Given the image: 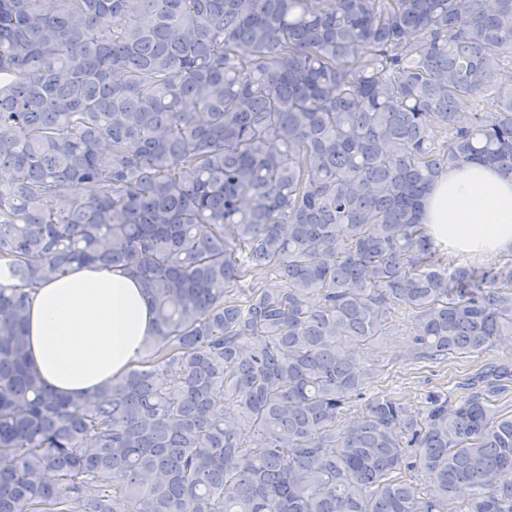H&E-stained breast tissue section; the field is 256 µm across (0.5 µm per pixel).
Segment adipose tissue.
I'll list each match as a JSON object with an SVG mask.
<instances>
[{
	"instance_id": "adipose-tissue-1",
	"label": "adipose tissue",
	"mask_w": 512,
	"mask_h": 512,
	"mask_svg": "<svg viewBox=\"0 0 512 512\" xmlns=\"http://www.w3.org/2000/svg\"><path fill=\"white\" fill-rule=\"evenodd\" d=\"M424 222L449 253L483 258L510 252L512 179L488 166L450 169L426 199ZM153 329L152 307L132 274L81 267L35 295L32 364L59 392L90 390L125 373Z\"/></svg>"
}]
</instances>
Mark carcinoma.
I'll list each match as a JSON object with an SVG mask.
<instances>
[{
  "label": "carcinoma",
  "instance_id": "1",
  "mask_svg": "<svg viewBox=\"0 0 512 512\" xmlns=\"http://www.w3.org/2000/svg\"><path fill=\"white\" fill-rule=\"evenodd\" d=\"M53 2L0 0V512H512L511 367L349 421L346 348L398 309L414 359L512 341V255L450 270L423 224L443 172L512 177V0ZM76 265L154 333L67 395L27 320Z\"/></svg>",
  "mask_w": 512,
  "mask_h": 512
}]
</instances>
